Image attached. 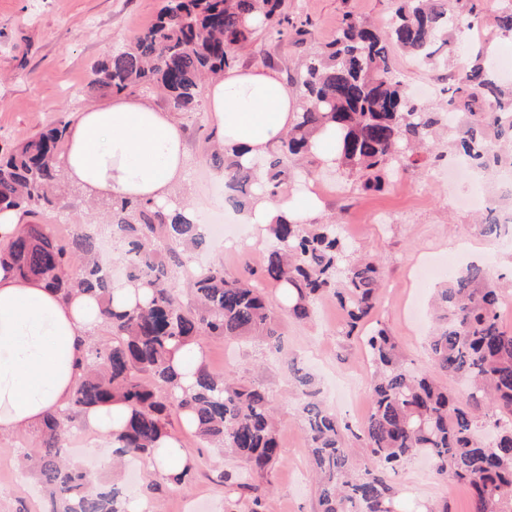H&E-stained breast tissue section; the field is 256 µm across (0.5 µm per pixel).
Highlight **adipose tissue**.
<instances>
[{
	"instance_id": "ef3b65f1",
	"label": "adipose tissue",
	"mask_w": 512,
	"mask_h": 512,
	"mask_svg": "<svg viewBox=\"0 0 512 512\" xmlns=\"http://www.w3.org/2000/svg\"><path fill=\"white\" fill-rule=\"evenodd\" d=\"M203 109L219 144L246 166L276 151L295 123L297 106L276 72L231 68L208 83ZM57 164L86 198H134L164 207L173 206V187L188 175L174 114L123 94L78 113ZM320 211L316 195L284 192L272 200L254 199L239 219L262 236L279 218L311 220ZM101 326L95 296L66 298L40 279L0 266V435L38 427L67 408ZM129 415L127 404L115 398L81 412L79 420L90 436L113 444ZM193 464L175 435L160 439L146 459L147 469L164 477Z\"/></svg>"
}]
</instances>
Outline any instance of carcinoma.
<instances>
[{
    "mask_svg": "<svg viewBox=\"0 0 512 512\" xmlns=\"http://www.w3.org/2000/svg\"><path fill=\"white\" fill-rule=\"evenodd\" d=\"M383 28L346 21L321 54L307 56L293 85L299 92L298 121L282 141L279 155L243 166L224 155L225 185L239 192L232 206L254 198L252 186L274 198L294 174L281 157L307 155L312 137L336 126V165L362 173L366 189L382 190L397 166L414 162L434 144L437 112L416 102L391 59L397 45L417 61L435 65L448 45V32L473 26L474 6L456 0H397ZM289 20L282 0H166L157 20L130 45L94 67L88 88L119 94L160 90L176 111L199 104L201 85L231 68L240 47L263 27L281 37ZM493 57L471 53L451 90L482 98L486 111L457 136L455 148L469 168L485 174L512 169V97L501 92ZM68 123L59 120L32 139L0 147V208L23 212L21 233L0 243V265L22 277H39L58 292L97 296L109 337L92 343L83 361L68 411L42 424V438L24 452L47 492L49 512H121L128 489L94 484L87 472L68 464L62 433L79 411L119 397L130 408L117 454L140 456L172 431V412L193 417L192 432L246 464L242 473H224V482L249 492L228 500L225 512L245 503L247 512H266V494L254 483L280 461L272 400L262 388L218 376L206 366L184 388L173 369V352L204 337L258 339L281 349L274 305L251 277H228L212 264L191 278L193 300L183 301L173 286L184 267L183 254L206 239L179 212L149 202L102 199L89 204L102 213L113 237L124 246L126 280L150 291L148 305L117 312L111 304L112 277L98 261L97 238L80 224L66 241L34 221L53 198L71 193L57 165ZM262 272L280 288L283 311L309 317L330 296L345 314L343 338L372 314L380 272L376 261L351 259L335 220L321 224L279 221L267 229ZM504 292L487 269L469 264L435 291L436 328L429 349L433 370L470 381L460 402L428 373L412 374L400 348L385 329L366 338L375 373L368 385L372 411L357 429L339 419L310 376L289 365L300 390L309 452L318 474L321 512H400L392 474L416 453L431 459L442 479L469 488L470 512H512V332L500 325ZM368 451L354 460L343 431Z\"/></svg>",
    "mask_w": 512,
    "mask_h": 512,
    "instance_id": "cac0c4a2",
    "label": "carcinoma"
}]
</instances>
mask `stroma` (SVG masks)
I'll return each mask as SVG.
<instances>
[{
  "instance_id": "1",
  "label": "stroma",
  "mask_w": 512,
  "mask_h": 512,
  "mask_svg": "<svg viewBox=\"0 0 512 512\" xmlns=\"http://www.w3.org/2000/svg\"><path fill=\"white\" fill-rule=\"evenodd\" d=\"M508 0H483L482 12L471 34L450 35L440 68H433L401 49L392 52L398 73L410 87H433L427 101L443 112L448 108L445 89L449 76L460 73L472 42H487L500 62L512 61V36L500 33L494 17ZM164 0H0V146H13L58 120L93 104L111 101L108 92L68 100L65 89L88 85L98 60L130 44L157 18ZM393 0H284L283 10L294 26L278 39L257 31L254 40L237 55L239 68L262 67L290 82L302 60L323 52L345 15L363 23L385 20ZM185 138L190 176L178 183L176 196L185 201L217 195L224 167L211 156L217 136L204 110L179 113ZM454 156L453 138L439 141L421 154L416 164L399 170L383 190L364 189L357 177L320 168L316 180L336 182L339 193L322 199L326 216L340 219L347 241L361 255L375 257L382 269V286L364 331L385 328L398 342L414 374L431 367L427 337L432 325L431 300L439 283L448 281L465 262L456 251L457 240L469 242L481 254L490 275L512 271V247L483 233L478 208L468 205L475 181L459 179L449 184L444 169ZM387 223H378L379 215ZM266 241L250 225L239 227L237 237L224 246L197 254L203 264L216 259L229 276L260 271ZM344 314L333 298H323L308 319L281 315L278 331L283 353L250 341L208 337L205 365L213 374H229L244 383L265 388L277 413L281 463L263 483L269 488V512H317L315 479L311 470L301 401L288 374L287 358H294L321 389L339 417L362 422L371 410L369 396L349 399L338 390L354 381L365 387L360 367L367 357L362 339L342 341L339 331ZM30 433L0 436V512H43L45 495L38 478L24 470L19 454ZM183 446L195 460L189 483L172 486L160 476L116 470L103 453L87 448L81 428L69 436L75 464L91 469L95 482H129L134 495L146 497L155 512H224L227 487L220 473L238 470V459L224 456L191 433H183ZM402 512H469L467 487L439 478L426 457L407 462L395 476Z\"/></svg>"
}]
</instances>
